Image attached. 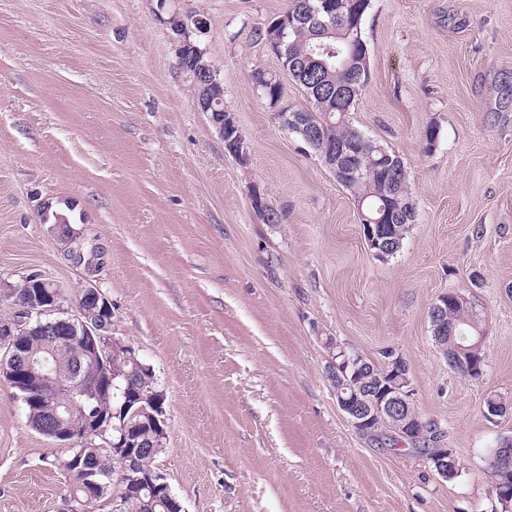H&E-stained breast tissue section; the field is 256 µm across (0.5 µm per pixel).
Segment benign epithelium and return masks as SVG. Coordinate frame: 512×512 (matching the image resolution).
<instances>
[{
    "label": "benign epithelium",
    "instance_id": "1",
    "mask_svg": "<svg viewBox=\"0 0 512 512\" xmlns=\"http://www.w3.org/2000/svg\"><path fill=\"white\" fill-rule=\"evenodd\" d=\"M177 20L180 24L179 39L176 40L175 54L178 65L191 71L202 80L214 85L216 97H221L223 87L217 79V70L212 61L205 57V53L191 42L192 35L205 33L207 24L194 19H184L176 12H170L166 22ZM363 44L360 26L354 25L351 39L346 41V54L342 59V66L354 73L360 72L358 61V47ZM276 117L288 130L304 134L309 144L320 141V132L317 128L306 122L305 115L300 112H277ZM211 122L218 134L224 138L225 146L234 155L247 154V147L239 132L231 113H211ZM324 165L336 177L338 182L364 181L369 176L371 168L361 163L357 155H353L345 147H331L327 151ZM362 218V233L369 249L374 255L386 258V252L393 250L389 242L395 241L391 237L390 228L394 227L393 214L380 209V216L372 218L366 215L363 207H358ZM31 284L35 291L31 292L27 301L8 294L0 299L8 302V306L15 310L16 316L9 322L0 325V348L3 357L0 358V373L9 383L14 385L19 380H26L35 389L38 404L50 424L51 434L60 448H72L81 445L86 440L101 432L96 412H86L78 399L88 402L100 399L103 382L98 377H87L76 373L66 375L54 366L59 354L76 342L83 346V359L79 364H92L102 360L105 351L112 347V304L97 288L88 286L84 288L75 301L74 308L68 311V318L63 320L67 329L54 337L55 345L47 351L42 358L29 357L15 344L17 332H24L35 316H49L63 313L65 309L62 297L57 286L50 280L35 274L31 276ZM466 310L464 299L456 293H444L438 297L430 310V320L439 323L448 314V307ZM469 346L457 344L449 351L442 349L443 355L450 359L454 371L464 378L475 379L483 374L485 357H473L467 352ZM340 361L334 363L329 376L336 387V402L339 409L348 417L353 426L365 432L384 425L392 430L399 438V442L411 441L415 427L427 422L422 415L412 411L411 381L403 366V358H395L393 373L377 388L367 392H359L353 396H346L348 383L344 381L347 375L346 368L354 372L361 371L368 362L359 355H349L341 350L337 354ZM125 398L123 413L133 417L144 412L145 406L140 404V398L130 392V388L123 390ZM81 411V418L74 422L64 417ZM452 451L440 448L437 453L428 459L429 465L439 477L448 481L454 478L457 471L448 467V457ZM487 464L499 471L512 470V439H503L499 446L491 452ZM492 500L499 502L495 512H512V485L501 484L491 490Z\"/></svg>",
    "mask_w": 512,
    "mask_h": 512
}]
</instances>
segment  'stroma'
I'll list each match as a JSON object with an SVG mask.
<instances>
[{"mask_svg": "<svg viewBox=\"0 0 512 512\" xmlns=\"http://www.w3.org/2000/svg\"><path fill=\"white\" fill-rule=\"evenodd\" d=\"M286 6L169 2L208 21L243 164L195 108L156 0H0V293L37 273L67 308L90 284L107 296L165 393L155 465L185 512H490L487 457L512 436V412L486 414L512 401V0L370 2L350 122L399 155L416 207L384 260L251 81L281 73L253 31ZM447 292L481 321L479 378L431 337ZM340 347L404 358L457 477L353 427L327 377ZM57 451L0 376V512H61Z\"/></svg>", "mask_w": 512, "mask_h": 512, "instance_id": "obj_1", "label": "stroma"}]
</instances>
